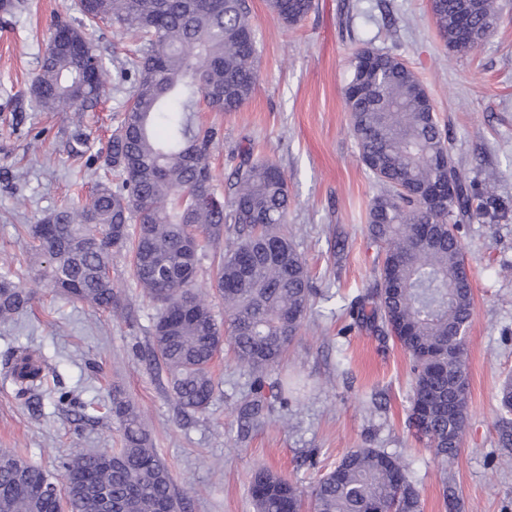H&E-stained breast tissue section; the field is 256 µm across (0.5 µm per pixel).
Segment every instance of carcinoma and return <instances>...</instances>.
<instances>
[{
	"label": "carcinoma",
	"mask_w": 512,
	"mask_h": 512,
	"mask_svg": "<svg viewBox=\"0 0 512 512\" xmlns=\"http://www.w3.org/2000/svg\"><path fill=\"white\" fill-rule=\"evenodd\" d=\"M462 0L432 6L446 44L456 42ZM313 0H268L286 25L300 23ZM497 0H477L471 23L476 43L494 30ZM82 20L59 21L52 38L87 41L86 31L112 22L139 35L129 105L107 152L119 181L101 182L89 201L64 205L27 228L37 254L49 264V282L64 299L104 310L117 307L109 266L113 248L96 235L122 228L119 250L131 253L135 283L158 305L149 353L160 360L178 408L202 413L215 393L212 365L228 345L256 389L315 304L305 259L284 230L291 199L287 179L272 161L243 152L218 193L209 164L218 136L197 120L200 106L236 112L254 93V30L247 0H80ZM79 61L58 52L42 61L32 85L38 112H85L104 91L106 69L93 55L95 82H77ZM344 89L350 130L360 159L382 185L368 209L367 233L384 251L376 289L354 298L358 325L381 326L410 360L409 425L444 462L457 454L466 419L465 348L473 316L470 286L458 285L463 258L450 225L494 204L489 178L467 179L456 166L450 139L440 129L429 94L400 59L361 48L350 61ZM456 194L434 203L423 189L448 178ZM215 288L224 302V324L196 292L205 249L225 238ZM32 291L0 272V320L30 305ZM10 372L18 392L34 401L48 384L39 354L16 349ZM262 401L245 399L237 411L251 424ZM122 430L111 453H77L63 464L64 494L47 493L54 478L42 468L0 452V512H94L100 496L115 512H184L169 469L131 401L115 394L109 408ZM255 512H302V491L288 478L261 468L249 486ZM311 512H420L410 472L381 448L348 451L314 484Z\"/></svg>",
	"instance_id": "1"
}]
</instances>
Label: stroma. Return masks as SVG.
<instances>
[{"mask_svg":"<svg viewBox=\"0 0 512 512\" xmlns=\"http://www.w3.org/2000/svg\"><path fill=\"white\" fill-rule=\"evenodd\" d=\"M259 85L236 112L202 110L220 131L211 166L226 188L243 150L275 162L291 197L288 231L318 291L273 379L301 380L281 404L271 384L267 411L241 432L237 401L251 381L223 351L204 413H179L163 366L147 354L155 306L130 276L126 254L112 256L117 311L63 299L43 266L31 263L34 241L21 228L57 207L88 198L111 177L107 145L127 105L123 64L137 39L113 26L90 30L107 66L104 96L91 112H37L31 82L47 50L55 16L78 20L79 0H23L0 12V269H12L34 298L0 322V451L59 474L79 451L119 447L111 417L77 420L78 405L131 399L165 461L186 512H254L251 476L266 467L303 489L353 448H382L409 467L422 512H512V426L503 427L498 393L512 378V0L478 48H448L431 0H315L288 26L266 0H248ZM369 47L402 60L422 80L454 157L471 179L494 177L497 218H462L456 228L469 265L474 315L467 340V408L457 460L442 470L432 448L408 427V356L392 338L352 323L348 305L374 285L377 249L367 212L380 187L359 159L344 88L349 58ZM24 347L42 354L49 375L40 411L19 396L5 357Z\"/></svg>","mask_w":512,"mask_h":512,"instance_id":"stroma-1","label":"stroma"}]
</instances>
